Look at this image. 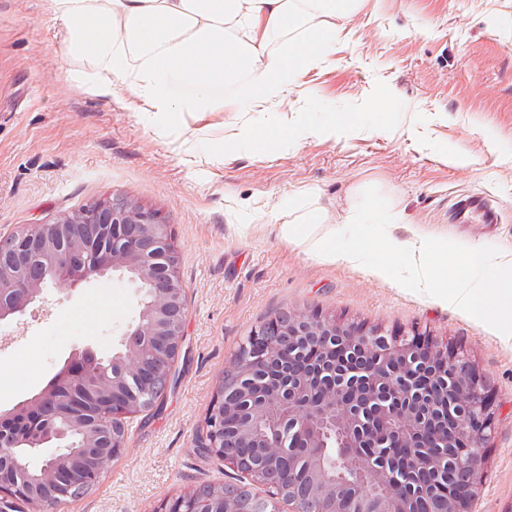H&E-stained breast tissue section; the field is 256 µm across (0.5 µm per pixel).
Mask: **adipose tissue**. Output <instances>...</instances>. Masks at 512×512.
<instances>
[{"mask_svg":"<svg viewBox=\"0 0 512 512\" xmlns=\"http://www.w3.org/2000/svg\"><path fill=\"white\" fill-rule=\"evenodd\" d=\"M360 0H46L69 55V80L95 97H132L154 125L184 116L236 120L302 94L303 76L329 61ZM362 114L328 113L316 126L240 129L245 153L269 157L287 142L331 137Z\"/></svg>","mask_w":512,"mask_h":512,"instance_id":"ef3b65f1","label":"adipose tissue"}]
</instances>
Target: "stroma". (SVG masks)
<instances>
[{"instance_id":"stroma-1","label":"stroma","mask_w":512,"mask_h":512,"mask_svg":"<svg viewBox=\"0 0 512 512\" xmlns=\"http://www.w3.org/2000/svg\"><path fill=\"white\" fill-rule=\"evenodd\" d=\"M330 63L303 77L305 97L255 126L361 113L331 141L302 139L271 158L214 152L235 130L223 117L182 128L144 122L131 97L65 90L79 59L65 52L45 0H0V238L104 197L158 210L170 225L185 288V343L174 389L128 418L127 447L67 512H168L198 485L235 471L195 438L225 369L251 330L282 311H318L387 331L419 328L464 352L492 414L475 512H512V338L447 303L328 262L283 241L264 206L311 189L337 222L372 186L401 211L391 233H426L512 252V0H362L341 20ZM389 116H382V109ZM492 199L496 224H456L463 193ZM142 294L120 273L80 283L0 325V368L12 371L0 412L43 389L75 354L103 359L139 319Z\"/></svg>"}]
</instances>
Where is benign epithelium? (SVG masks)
<instances>
[{
	"label": "benign epithelium",
	"mask_w": 512,
	"mask_h": 512,
	"mask_svg": "<svg viewBox=\"0 0 512 512\" xmlns=\"http://www.w3.org/2000/svg\"><path fill=\"white\" fill-rule=\"evenodd\" d=\"M74 224H99L112 231L119 224H138L144 236L164 246L169 254L165 273L135 249L92 251L70 233ZM14 254L34 255L49 262L50 275L35 282L24 276L12 255L0 253V323L10 322L26 309L43 301V290L51 284L69 290L88 278L121 271L130 282L161 281L142 302L138 323L127 336H159L179 356L184 320L171 315L185 301L179 275L178 253L168 225L160 214L137 202L98 199L79 214H64L45 224H29L12 233ZM286 339L273 338L257 350L244 349L231 369L255 373L273 361H288L291 351L306 336L329 342L349 339L368 357L362 365L336 366V381L329 383L323 398L313 396L316 381L309 378L284 384L268 379L242 391L234 399L215 398L205 426L197 434L198 447L224 459L237 470V449L247 444L262 449L260 462L250 464L245 475L264 496L251 504L233 494L220 496L221 512H413L415 487L437 468L439 458L431 449L446 448L458 459L453 487L432 500L428 512H472L481 485V448L490 430V409L483 386L469 362L455 351L413 333L410 338L386 336L365 325L346 323L319 312L301 314L284 330ZM94 351L68 362L56 383L33 397L0 413V512H18L26 503L33 512H62L73 500V488L93 483L105 473L126 448V415L148 402L124 401L133 395V382L142 367L141 350L129 344L121 354L120 366L109 375L100 374ZM450 367L458 372L455 389L438 390L432 397L448 400L453 394L461 402L459 420L442 430L429 427L414 410L409 363ZM66 382L89 394L99 418L112 419L115 428L102 440V428L90 427L81 408L56 391ZM53 401L59 407V422L41 414V404ZM82 434L87 454L81 465L68 464L69 431ZM336 436V444L326 438ZM56 444L52 462L43 466L40 486L32 484L26 457L48 443ZM404 447L408 458L403 466L385 462L389 449ZM307 448L308 481L301 485L288 472V486L278 493L265 488L272 470L285 458L287 449Z\"/></svg>",
	"instance_id": "1"
}]
</instances>
